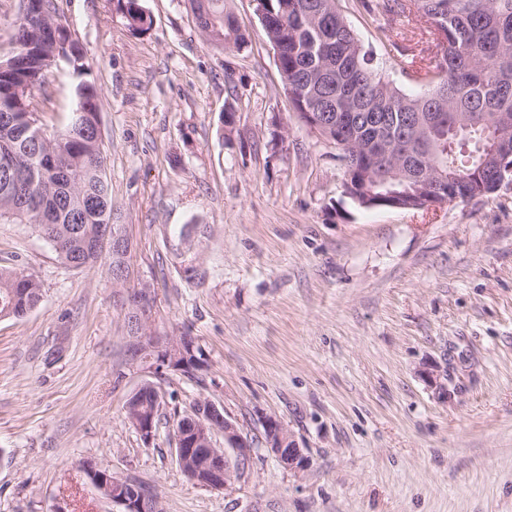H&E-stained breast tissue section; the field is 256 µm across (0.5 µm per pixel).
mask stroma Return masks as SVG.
<instances>
[{
	"label": "stroma",
	"mask_w": 512,
	"mask_h": 512,
	"mask_svg": "<svg viewBox=\"0 0 512 512\" xmlns=\"http://www.w3.org/2000/svg\"><path fill=\"white\" fill-rule=\"evenodd\" d=\"M376 2L338 6L386 76L419 92L410 61L436 41ZM54 3L100 89L132 248L117 283L110 256L73 269L32 225L0 223V266L43 289L27 316L0 318V512H117L88 462L162 512H512V186L419 211L346 197L340 151L300 124L253 0H226L251 36L239 52L208 44L186 0H140L145 33L113 0ZM46 90L51 130L74 108L71 72ZM140 288L154 296L146 333L194 336L205 358L195 377L155 379L148 443L124 409L151 380L127 324ZM429 370L447 374L448 399ZM199 400L250 446L223 490L189 480L173 453L175 421ZM266 416L304 470L266 447ZM265 443L283 467L290 471L303 470L308 465L303 448H299L290 432L274 417L263 420Z\"/></svg>",
	"instance_id": "obj_1"
}]
</instances>
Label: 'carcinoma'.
I'll return each mask as SVG.
<instances>
[{"instance_id":"carcinoma-1","label":"carcinoma","mask_w":512,"mask_h":512,"mask_svg":"<svg viewBox=\"0 0 512 512\" xmlns=\"http://www.w3.org/2000/svg\"><path fill=\"white\" fill-rule=\"evenodd\" d=\"M266 39L280 53L281 70L296 112H338L359 146L374 144L400 178L378 186L364 174H350L353 191L371 189L380 204L398 198L418 203L413 183L401 179L427 165L428 150L404 136L410 112H432L438 162L452 175L448 200L461 202L497 190L499 174L512 165V152L487 158L486 129L512 119V0H384L394 14L414 13L444 31L434 62L414 67L434 69L448 86V97L432 104L427 93L407 94L379 72L372 50L358 39L337 0H255ZM204 39L224 49L240 50L249 35L240 32L224 0H189ZM128 26L144 33L153 21L138 0H117ZM67 49L45 43L28 22L14 25V38L0 48V220L31 224L44 237L62 244L64 264L93 267L102 254L85 242L104 224L116 223L105 170L104 142L93 145L85 133L101 124L99 91L83 78L81 44L64 28ZM61 61L80 78L76 107L55 130L40 118L43 89ZM43 297L40 282L16 269L0 268V318H21Z\"/></svg>"}]
</instances>
